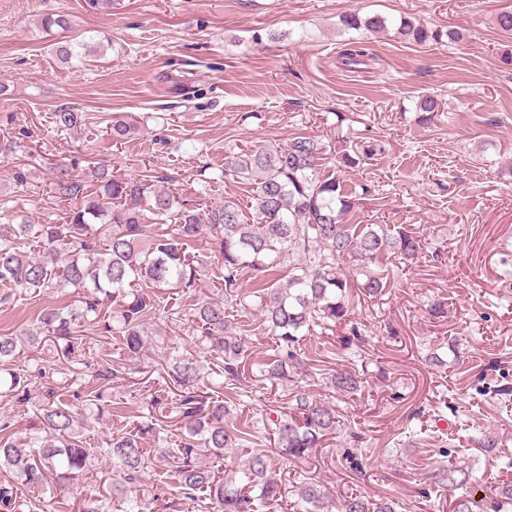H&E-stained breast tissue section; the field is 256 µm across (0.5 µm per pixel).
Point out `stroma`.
<instances>
[{"label":"stroma","mask_w":512,"mask_h":512,"mask_svg":"<svg viewBox=\"0 0 512 512\" xmlns=\"http://www.w3.org/2000/svg\"><path fill=\"white\" fill-rule=\"evenodd\" d=\"M508 6L512 0H119L104 15L85 0H0V82L8 88L0 117L34 128L32 153H0V224L19 210L34 224L60 221L68 205L48 192L49 164L72 151L84 176L102 164L131 177L148 167L183 198L197 197L208 179V201L232 197L246 208L251 187L224 174L227 152L298 135L332 155L373 148L340 176L359 198L345 221L403 225L422 236L424 250L407 264L390 256L375 263L387 276L382 294L362 298L351 322L313 326L299 340V351L315 349L319 359L311 395L335 405L340 420L330 447L316 454V472L335 500L388 498L395 512H448L439 471L450 463L468 469L466 492L491 495L512 483V396L499 393L512 387V65L501 61L512 35L495 24ZM53 8L72 16V37L108 39L105 55L76 67L57 62L50 46L60 34L39 24ZM351 11L392 23L368 38L374 67L356 72L336 65L352 37L339 19ZM403 17L464 37L415 46L396 33ZM185 79L204 96L183 101L176 86ZM424 94L442 110L428 127L415 121ZM62 105L83 112L85 124L57 133L47 117ZM118 115L140 124L122 144L108 135ZM196 247L202 276L180 290L178 317L151 319L147 350L111 382L122 408L87 425L91 442L147 412L168 348L202 352L192 307L220 295L221 260L206 241ZM74 300L66 290L33 298L0 284V336ZM437 301L446 316L430 315ZM354 322L362 339L350 334ZM435 354L442 365L431 364ZM337 370L355 372L359 391H336ZM292 387L249 378L237 398L239 420L257 424L265 405L286 401ZM486 438L492 447H479ZM351 456L362 475L352 474ZM111 483L112 462L101 456L66 488L27 493L17 512H72L75 500ZM132 490L143 512L166 502L191 512L175 477L149 470Z\"/></svg>","instance_id":"obj_1"}]
</instances>
